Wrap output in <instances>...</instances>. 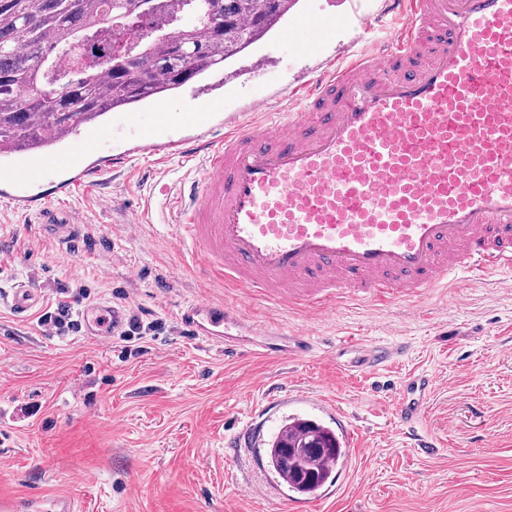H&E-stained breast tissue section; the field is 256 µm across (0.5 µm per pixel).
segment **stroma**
Here are the masks:
<instances>
[{
  "instance_id": "obj_1",
  "label": "stroma",
  "mask_w": 512,
  "mask_h": 512,
  "mask_svg": "<svg viewBox=\"0 0 512 512\" xmlns=\"http://www.w3.org/2000/svg\"><path fill=\"white\" fill-rule=\"evenodd\" d=\"M242 54L214 71L232 95H263L290 82L307 59L284 54L260 77ZM115 202L94 194L72 201L84 221L40 225L0 199V495L48 490L70 495L78 512H512V270L478 280L449 275L419 307L375 305L348 296L334 311H296L201 280L175 246L169 224L127 223L152 184L116 180ZM50 299L58 288H88L91 300L149 313L158 334L124 342L44 332L36 315L10 308L19 283ZM215 296L284 332L308 324L316 355L295 360L222 350L183 331V305ZM404 344L406 353L374 375L322 359L342 338ZM439 377L418 425L435 442L418 447L397 425L396 389L409 373ZM334 407L284 406L266 383ZM299 414L354 430L336 470L335 491L298 497L268 466L266 443ZM251 430L252 443L226 437ZM266 496H257V487Z\"/></svg>"
}]
</instances>
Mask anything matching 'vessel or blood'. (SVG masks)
Listing matches in <instances>:
<instances>
[{"instance_id":"b4317fda","label":"vessel or blood","mask_w":512,"mask_h":512,"mask_svg":"<svg viewBox=\"0 0 512 512\" xmlns=\"http://www.w3.org/2000/svg\"><path fill=\"white\" fill-rule=\"evenodd\" d=\"M395 27L380 43L338 59L329 31ZM282 45L319 59L318 72L275 98H199L173 116L165 102L126 113L115 127L60 132L61 157L15 156L0 167L9 207L42 227L76 223L79 192L97 189L133 160L200 159L168 209L175 244L198 275L282 306L322 307L347 294L383 303L427 295L455 268L482 277L512 268V0H349L346 11H292ZM289 104L286 112L273 101ZM39 289L16 288L25 316ZM85 333L105 342L127 323L123 307L86 305ZM179 323L223 346L224 356L311 355L310 329L286 334L221 299L181 307ZM356 370L373 374L403 346L352 339ZM432 376L399 384L394 416L414 431L435 389ZM0 512H77L62 493L1 497Z\"/></svg>"}]
</instances>
